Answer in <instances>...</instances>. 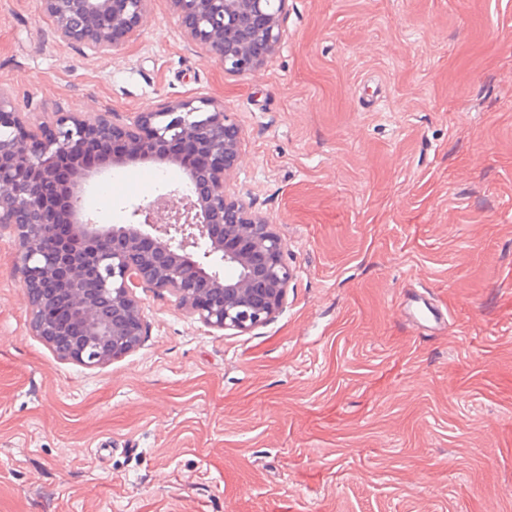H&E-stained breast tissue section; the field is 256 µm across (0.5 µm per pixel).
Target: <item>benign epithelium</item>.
<instances>
[{"label":"benign epithelium","mask_w":512,"mask_h":512,"mask_svg":"<svg viewBox=\"0 0 512 512\" xmlns=\"http://www.w3.org/2000/svg\"><path fill=\"white\" fill-rule=\"evenodd\" d=\"M150 0H42L57 39L96 53L117 50L143 24ZM184 38L224 70L247 75L264 65L281 41L288 0H170ZM191 144L200 160L171 189L132 206L123 224H101L83 196L97 169L82 153L106 151L109 164L154 160L168 166V145ZM242 129L210 99L178 100L124 119L107 112H57L45 129L16 111L0 86V236L14 242L15 270L33 333L60 357L86 367L104 365L139 346L146 322L138 288L175 298V305L215 330L247 331L284 304L292 271L277 225L252 210L228 174L240 157ZM67 229L51 194L60 168ZM64 307L67 323L45 309Z\"/></svg>","instance_id":"obj_1"}]
</instances>
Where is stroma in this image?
<instances>
[{"instance_id":"35a3bbf8","label":"stroma","mask_w":512,"mask_h":512,"mask_svg":"<svg viewBox=\"0 0 512 512\" xmlns=\"http://www.w3.org/2000/svg\"><path fill=\"white\" fill-rule=\"evenodd\" d=\"M245 76L169 0L107 56L0 0L18 111L223 104L229 178L294 276L245 332L138 289L148 333L88 369L29 327L0 237V512H512V0H288ZM173 170L102 176L123 209Z\"/></svg>"}]
</instances>
